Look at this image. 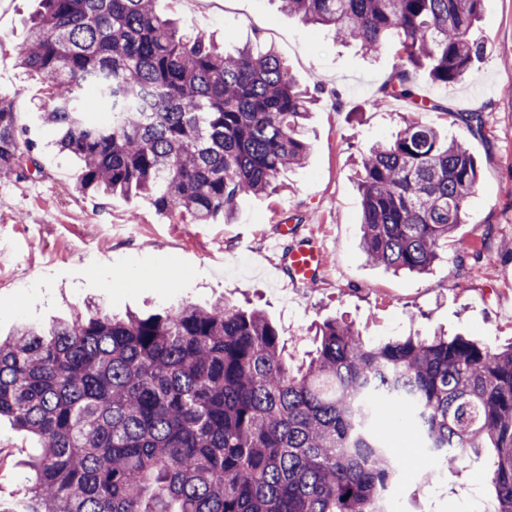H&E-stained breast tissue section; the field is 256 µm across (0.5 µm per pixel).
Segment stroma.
Instances as JSON below:
<instances>
[{
  "label": "stroma",
  "instance_id": "obj_1",
  "mask_svg": "<svg viewBox=\"0 0 512 512\" xmlns=\"http://www.w3.org/2000/svg\"><path fill=\"white\" fill-rule=\"evenodd\" d=\"M194 0H158L181 27L217 35L226 48L246 42L274 47L295 77L320 89L307 121L312 149L284 188L246 199L228 221L191 224L162 217L135 196H91L80 166L53 146L50 130L33 124L46 85L24 80L11 49L22 42L37 0H0V94L21 103L20 125L38 143L37 173L0 177V240L10 253L0 264V341L25 322H46L96 306L114 315H152L180 304L217 300L261 311L298 365L314 350L316 325L339 318L365 339L430 336L444 331L491 347L512 343V0H484L472 30L486 52L463 81L421 79L422 94L448 114L428 118L464 144L480 166L479 185L463 217L425 274L395 275L370 263L360 248L362 200L352 181L355 161L378 140L392 139L408 106L375 104L395 63L394 49L368 56L303 24L278 0H221L204 14ZM479 111L485 134L456 118ZM300 226L301 240L323 247L328 265L313 286L284 288L270 276L268 240L280 225ZM401 462L402 477L386 501L389 512H494V490L480 464L464 462L428 478L432 457L412 426H381ZM35 441L0 421V512L18 504Z\"/></svg>",
  "mask_w": 512,
  "mask_h": 512
}]
</instances>
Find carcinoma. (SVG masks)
<instances>
[{
  "instance_id": "1",
  "label": "carcinoma",
  "mask_w": 512,
  "mask_h": 512,
  "mask_svg": "<svg viewBox=\"0 0 512 512\" xmlns=\"http://www.w3.org/2000/svg\"><path fill=\"white\" fill-rule=\"evenodd\" d=\"M304 24L333 29L398 61L375 104L411 117L355 170L361 247L395 273L438 258L479 182L469 149L423 117L419 74L448 85L483 54L470 38L484 0H280ZM17 65L47 84L33 113L81 165L86 193L138 195L161 216L231 218L242 200L305 165L315 101L271 48L226 52L160 14L157 0H39ZM95 96L102 111L83 112ZM0 96V176L40 171ZM459 120L478 136L480 112ZM292 370L272 322L219 301L118 318L90 310L0 341V418L36 437L27 512H384L400 461L374 435L403 408L455 468L486 445L494 512H512V345L463 336L369 342L342 319Z\"/></svg>"
}]
</instances>
